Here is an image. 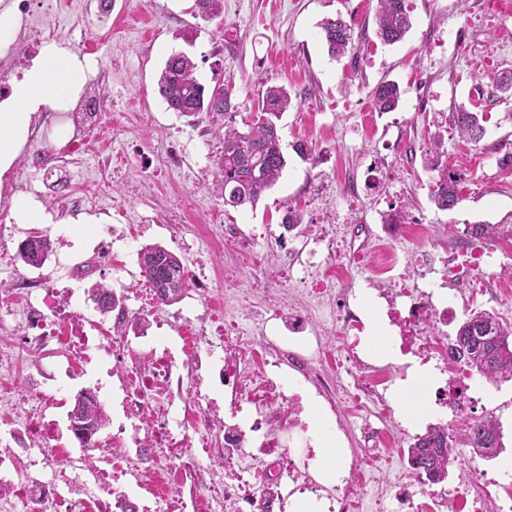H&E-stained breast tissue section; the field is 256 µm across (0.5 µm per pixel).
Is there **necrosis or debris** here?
I'll use <instances>...</instances> for the list:
<instances>
[{
	"label": "necrosis or debris",
	"instance_id": "1",
	"mask_svg": "<svg viewBox=\"0 0 512 512\" xmlns=\"http://www.w3.org/2000/svg\"><path fill=\"white\" fill-rule=\"evenodd\" d=\"M271 249L280 264L299 268L307 300L269 309L283 333L254 338L232 320L229 306L221 334H212L206 313L175 325L145 280L137 309L116 302L107 351L123 393L124 423L104 440L74 428L64 437L44 411H21L0 428V512H286L298 495L314 512H376L377 501L360 480L369 458L359 449L342 450L336 483L322 482L315 467L311 406H318L328 432L345 439L350 427L322 367L321 348L308 337L307 304L331 305L330 326L345 341L343 362L360 373L353 394L380 406L383 427L364 429L377 441L387 438L394 418L386 394L408 366L363 376L357 347L364 323L351 291L337 293L316 276V251L299 261L279 237ZM438 262L437 255L421 252L416 275L394 278L382 297L401 355L434 364L442 374L434 405L453 419L475 397L465 367L449 368L452 344L442 334L460 308L423 287ZM72 293L56 279L17 273L0 294V324L19 331L13 344L0 345V372L19 371L24 356L39 355L43 380L35 389L44 401L96 347L97 326L68 304ZM172 330L178 335L173 349L167 345ZM215 383L224 388L220 407L210 396ZM70 444L81 455L67 454ZM84 471L92 475L86 486L79 483ZM390 498V512H512L486 481L472 493L452 485L438 489L413 467L393 481Z\"/></svg>",
	"mask_w": 512,
	"mask_h": 512
}]
</instances>
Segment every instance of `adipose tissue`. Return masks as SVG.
Listing matches in <instances>:
<instances>
[{"label": "adipose tissue", "mask_w": 512, "mask_h": 512, "mask_svg": "<svg viewBox=\"0 0 512 512\" xmlns=\"http://www.w3.org/2000/svg\"><path fill=\"white\" fill-rule=\"evenodd\" d=\"M91 72L89 61L57 45H47L42 57L16 81L10 99L0 103V175L12 166L31 133V126L48 105H62Z\"/></svg>", "instance_id": "adipose-tissue-1"}]
</instances>
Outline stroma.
Returning <instances> with one entry per match:
<instances>
[{"mask_svg": "<svg viewBox=\"0 0 512 512\" xmlns=\"http://www.w3.org/2000/svg\"><path fill=\"white\" fill-rule=\"evenodd\" d=\"M99 0H38L36 19L56 18L68 25L94 23ZM112 36L98 44L99 63L83 89L105 87L112 110L105 132L85 153L59 159L60 178L71 177L86 194L105 191L110 210L67 207L55 181L40 179L20 149L12 174L18 198L35 202L47 221L22 224L16 216L0 221L12 244L32 235L50 238L53 252L44 265L65 278L71 266L90 257L103 226L133 233L137 246L159 244L184 265L206 263L223 276L238 262L235 244L211 239L216 224L239 225L259 255H267V234H278L288 212L301 217V237H288L298 250L318 226L335 224L329 275L340 288L355 287L362 318L383 313L378 299L359 275L391 268L412 273L413 251L447 258L437 278L445 295L465 310H487L512 324V240L494 243L495 263L476 288L456 273V255L468 246L470 224H512V167L501 166L512 150V98L496 89L499 74L512 72V12L497 0H407L412 27L403 41L385 45L376 36V0H224L222 13L202 19L194 0H111ZM342 17L354 31L355 48L340 59L327 54L319 22ZM187 54L204 85L214 81L233 88L232 121L242 126L257 113L267 88L284 87L291 104L280 125L284 145L312 143V160L289 154L278 183L256 206H226L213 179L222 148L224 118L184 117L168 110L157 81L166 59ZM399 84L397 110L378 112L372 89L383 81ZM485 114L480 143L452 130L450 116L461 105ZM42 146L54 151L63 140L82 136L88 126L77 112L40 114ZM460 172V203L450 210L431 201L437 162ZM395 213L405 238L393 243L381 231V218ZM197 241L186 250L182 241ZM128 270L95 274L75 284L72 305L94 310L92 288L102 283L122 288L134 299L139 281L136 254ZM268 272L282 288L274 296L251 294V278L236 286L247 293L241 312L254 335H262L267 307L303 304L302 293L288 285L275 264ZM485 414L502 424L501 457L512 456V381L476 385Z\"/></svg>", "mask_w": 512, "mask_h": 512, "instance_id": "obj_1", "label": "stroma"}]
</instances>
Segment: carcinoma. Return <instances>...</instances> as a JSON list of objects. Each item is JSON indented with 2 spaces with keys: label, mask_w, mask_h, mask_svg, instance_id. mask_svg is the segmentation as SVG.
Wrapping results in <instances>:
<instances>
[{
  "label": "carcinoma",
  "mask_w": 512,
  "mask_h": 512,
  "mask_svg": "<svg viewBox=\"0 0 512 512\" xmlns=\"http://www.w3.org/2000/svg\"><path fill=\"white\" fill-rule=\"evenodd\" d=\"M198 14L216 17L224 7L223 0H195ZM376 35L387 45L404 39L411 28L405 0H377ZM328 55L336 59L353 47L350 26L339 19H327L320 24ZM195 64L184 54L174 53L164 63L158 80V93L167 107L185 117L202 112L229 113L235 108L233 88L215 82L206 87L195 77ZM401 91L393 81H382L372 91V102L378 112H392L399 106ZM290 105L287 91L279 87L266 90L257 107V116L248 130L241 132L224 127L223 150L217 164V177L224 188V205L239 208L253 206L281 178L287 166L278 122ZM484 113L464 107L453 113L452 123L461 137L474 143L483 138ZM431 200L440 209H449L460 202V177L448 174V165L437 164ZM504 235L512 237L511 224H472V241L488 244ZM52 251L50 240L43 236L28 238L19 248L21 261L39 268ZM139 265L150 279L159 298L167 305L177 302L185 288L186 269L180 259L165 247L152 244L141 248ZM453 345L458 360L485 381L499 384L512 380V324L504 323L487 311H475L459 323ZM80 422L86 429L100 431L108 422L102 404L80 401L76 404ZM500 427L495 418L476 419L463 429L461 442L483 459L495 458L501 448ZM408 456L431 481L448 479L449 468L457 461L448 428L433 426L418 436L408 448Z\"/></svg>",
  "instance_id": "cac0c4a2"
}]
</instances>
